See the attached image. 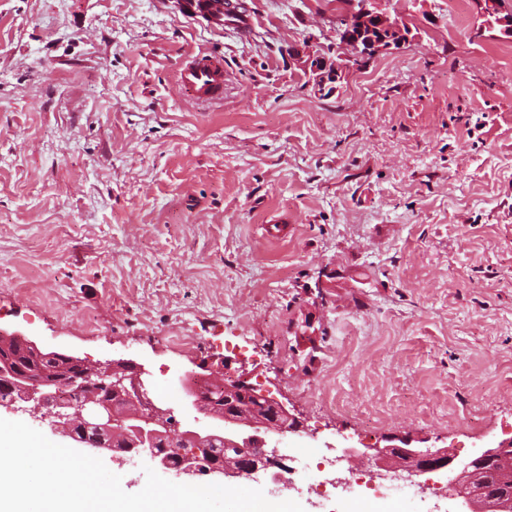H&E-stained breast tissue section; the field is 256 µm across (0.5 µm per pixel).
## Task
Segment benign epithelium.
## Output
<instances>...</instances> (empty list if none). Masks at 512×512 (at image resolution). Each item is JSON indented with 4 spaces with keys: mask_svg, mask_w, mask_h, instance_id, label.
<instances>
[{
    "mask_svg": "<svg viewBox=\"0 0 512 512\" xmlns=\"http://www.w3.org/2000/svg\"><path fill=\"white\" fill-rule=\"evenodd\" d=\"M184 11L224 23V0H176ZM355 8L328 21L336 42L317 50L313 37L293 51L309 76L314 93L334 95L351 71H361L383 54L402 49L411 40L393 24L379 0H355ZM480 6L497 15L502 32L512 34V12L500 0ZM0 348H12L50 362L54 374L33 379L11 360L0 358V391L29 405V411L50 418L53 430L81 448L104 450L115 460L127 455L146 458L155 468L186 479L205 476L232 482L280 466L276 438L301 432V422L288 407L270 399L259 387L226 372L215 374L207 363L182 378L185 405L223 423L220 430L175 428L173 417L148 400L138 375L143 367L132 359H114L89 366L72 354L47 350L21 334L0 330ZM216 380L215 394L205 398L193 387L195 379ZM224 446V459L200 455L199 449ZM350 457L367 458L378 477L421 479L428 474L447 477L452 512H512V437L476 456L457 461L444 450L411 446V440L384 447L347 448Z\"/></svg>",
    "mask_w": 512,
    "mask_h": 512,
    "instance_id": "obj_1",
    "label": "benign epithelium"
}]
</instances>
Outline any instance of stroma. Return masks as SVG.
Masks as SVG:
<instances>
[{"label": "stroma", "instance_id": "obj_1", "mask_svg": "<svg viewBox=\"0 0 512 512\" xmlns=\"http://www.w3.org/2000/svg\"><path fill=\"white\" fill-rule=\"evenodd\" d=\"M247 4L0 0V329L134 359L183 427L181 377L230 359L302 421L284 452L511 437L512 38L474 0H382L414 39L321 98L288 50L334 0ZM198 52L223 103L177 82ZM179 7L192 14H201L215 23L224 24V1H218L216 7L210 4L213 0H175Z\"/></svg>", "mask_w": 512, "mask_h": 512}]
</instances>
